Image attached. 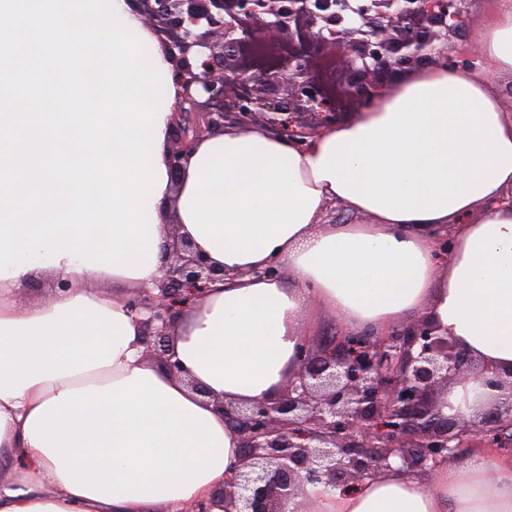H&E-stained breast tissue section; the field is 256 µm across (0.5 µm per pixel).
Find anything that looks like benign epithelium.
<instances>
[{
    "instance_id": "obj_1",
    "label": "benign epithelium",
    "mask_w": 512,
    "mask_h": 512,
    "mask_svg": "<svg viewBox=\"0 0 512 512\" xmlns=\"http://www.w3.org/2000/svg\"><path fill=\"white\" fill-rule=\"evenodd\" d=\"M161 36L176 65L178 101L170 119L169 168L179 179L201 138L260 123L303 143L335 118L307 65L266 68L246 87L242 50L254 39L293 43L304 34L342 51L349 93L375 104L381 76L448 60L470 23L469 0H125ZM157 290L124 300L142 316L145 354L182 374L171 344L175 320L224 280V270L174 233ZM469 378L508 391L476 419L443 413L448 385ZM238 431L241 464L210 497L183 512H305L307 484L353 489L397 469L409 475L451 463L461 448L497 451L512 443V380L480 364L432 321L420 318L382 336L345 333L300 340L296 370L273 399L215 401Z\"/></svg>"
}]
</instances>
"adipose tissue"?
<instances>
[{"instance_id": "1", "label": "adipose tissue", "mask_w": 512, "mask_h": 512, "mask_svg": "<svg viewBox=\"0 0 512 512\" xmlns=\"http://www.w3.org/2000/svg\"><path fill=\"white\" fill-rule=\"evenodd\" d=\"M479 65L439 64L378 106L338 107L307 146L263 126L205 138L179 184L163 183L146 276L64 258L0 278V512H179L212 492L240 463L215 400L278 396L317 311L377 336L423 315L512 373V119L490 89L512 72V7L487 19ZM339 202L367 223H323ZM174 227L224 270L174 325L182 378L145 357L139 317L108 294L155 287ZM274 261L287 278L260 277ZM36 278L49 292L22 299ZM500 396L468 380L448 402L469 419ZM301 500L311 512H512V461L473 455L351 492L309 484Z\"/></svg>"}]
</instances>
